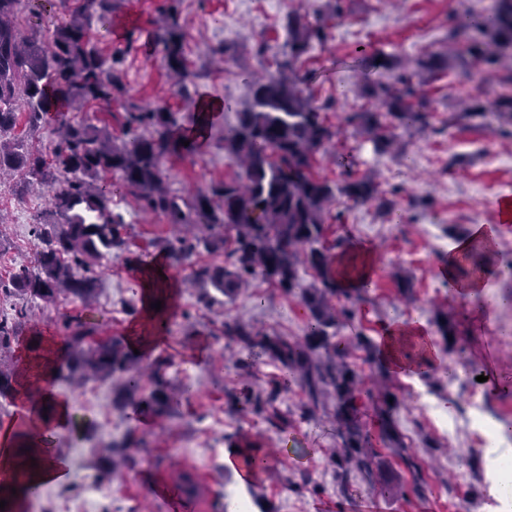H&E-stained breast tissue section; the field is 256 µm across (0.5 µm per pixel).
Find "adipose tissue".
Listing matches in <instances>:
<instances>
[{"instance_id":"1","label":"adipose tissue","mask_w":512,"mask_h":512,"mask_svg":"<svg viewBox=\"0 0 512 512\" xmlns=\"http://www.w3.org/2000/svg\"><path fill=\"white\" fill-rule=\"evenodd\" d=\"M497 231L486 224L475 225L469 238L457 245L455 253L449 256L443 271L448 279L459 282L458 291L466 298L483 292L492 274L490 266H483L467 279L457 277V270L470 257L474 248H481L487 256H494ZM167 264L163 257H155L142 266L139 276V293L144 304L141 319L131 324L128 333L130 347L138 349L140 355L152 354L166 342L167 336L155 326L158 317L153 309L154 301L174 300L179 292L177 282L166 274ZM337 280L342 287L359 288L371 282L374 276L375 261L372 248L366 244L350 246L337 259ZM429 336L417 322H398L387 326L379 338L380 358L392 371L398 374H413L417 366L403 355V350L412 343L425 344L426 354H434V347L428 344ZM46 356L37 359L24 357L22 365L26 379L39 382L37 395L21 391L17 410L30 422L29 441L37 450L35 463L27 467L14 482L17 491H24L33 484H64L70 478V468L66 460L53 456L48 448L56 436L68 432L71 426L72 409L69 401L59 396L54 385V366L63 356L64 348L53 337H46Z\"/></svg>"}]
</instances>
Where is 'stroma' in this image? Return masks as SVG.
I'll list each match as a JSON object with an SVG mask.
<instances>
[{
    "label": "stroma",
    "instance_id": "obj_1",
    "mask_svg": "<svg viewBox=\"0 0 512 512\" xmlns=\"http://www.w3.org/2000/svg\"><path fill=\"white\" fill-rule=\"evenodd\" d=\"M261 0H124L121 18L135 27L137 41L125 50L123 39L101 33L104 54L124 49L121 67L125 92L113 102L111 112L101 113L114 136H121L119 121L124 105H165L180 113L184 124L193 114L184 108L174 78L147 33L152 20L174 8L191 49V70L199 94L230 103L215 130L216 138L193 155L171 156L161 164L169 188L189 195L208 189L231 174L232 168L219 143L237 121L236 113L250 99L251 80L267 73L274 54L288 38L282 23L288 12L314 15L324 12L327 0H274L265 26L254 23ZM488 0H345L344 13L330 23L329 38L314 45L304 57L303 88L316 103L334 101L326 117L336 132L327 152L317 154L315 170L331 181L342 178V162H349L358 177L379 186L375 200L361 205L340 196L330 207L336 220L328 239L369 242L378 259L373 286L360 305L356 324L342 328L345 336L367 327L377 338L383 325L394 320H416L433 327L436 311L447 312L458 337L454 354H440L441 363H472L481 352L494 375L484 384L474 378L442 383L416 376L393 377L403 402L395 419L404 442L421 467V494L401 495L398 487L410 483L404 465H383L386 484L369 489L359 478L341 487L328 453L337 445L336 429L327 415L298 417L297 391L282 394L278 405L294 415L287 431L268 429L260 418L244 414L246 395L266 389L270 380L284 373L267 356L244 357L238 346L216 337L215 324L237 318L257 329L291 339L304 336L307 317L298 298L254 282L234 300L213 307L200 303L199 288L179 296L182 315L171 326L166 345L172 364L166 371L171 388H188L174 407L171 420L139 418L134 407L115 409L111 386L99 385L98 395L76 389L58 379L57 392L72 404L76 423L89 427V435L65 434L56 450L67 458L71 479L64 485L45 486L40 498L26 512H83V475L94 473L101 443L113 430L132 435L137 446L133 467L117 469L107 485L111 498L106 512H179V489L173 477L183 469L194 470L204 482L203 512H235L238 501H247L251 512H497L489 502L484 461L475 451L471 411L466 403L470 388L482 396L484 414L512 426V223L499 226L494 264L499 272L489 279L484 296L461 297L440 273L442 261L456 237L476 224L495 222L493 202L512 195V137L493 131L494 117H461L462 99L484 105L512 97V90L497 76L476 82L453 68L433 76L416 74L431 113L426 131L400 130L398 154H379L364 134L342 121L366 100V84L391 82V70L366 65L363 55L393 56L410 60L448 48V29L455 20L478 13ZM265 54H257L258 44ZM229 46L231 52L217 59L211 50ZM47 207L40 192L18 193L11 183L0 185V212L8 218L0 239V273H7L14 258L32 253L31 226L35 215ZM127 224L131 250L152 249L170 236L172 228L160 215L141 213L133 198L118 202ZM127 254L116 251L99 266L98 294L89 315L107 335L119 336L137 318L141 308L135 273ZM402 269L412 277L410 297H401L392 277ZM207 338L204 362L182 359L181 348L197 338ZM249 360L250 375L239 364ZM250 434L267 455L268 473L263 481L240 485L224 468L223 455L230 438ZM310 488H301L302 480Z\"/></svg>",
    "mask_w": 512,
    "mask_h": 512
}]
</instances>
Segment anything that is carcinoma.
<instances>
[{
	"instance_id": "obj_1",
	"label": "carcinoma",
	"mask_w": 512,
	"mask_h": 512,
	"mask_svg": "<svg viewBox=\"0 0 512 512\" xmlns=\"http://www.w3.org/2000/svg\"><path fill=\"white\" fill-rule=\"evenodd\" d=\"M121 0H70L46 38L37 36L42 14L54 0H0V179H16L17 191L33 185L46 192L49 209L32 228L37 249L30 260L14 263L0 277V297L13 302L12 313L0 315V399L17 393L19 369L14 357L19 337L30 330L32 308L80 303L88 308L97 294L96 268L112 251L126 248L125 223L112 209L114 198L131 196L146 214L165 217L175 233L157 243L167 265L177 267L199 248L224 252L221 263L198 262L190 280L210 285L232 300L241 288L260 279L287 296L300 299L308 317L305 336L288 339L256 329L249 323L224 319L217 330L243 351H260L279 364L288 384L302 395L300 418L332 407L339 448L331 455L336 479L346 484L359 473L370 488L379 486L380 453L359 412L366 398L380 401V438L412 474L410 490L421 494L420 468L407 453L395 425L401 404L388 386H367L351 361L363 352L367 364L379 360L378 346L364 330L344 338L340 329L354 323L363 289H343L337 283V252L341 240L325 245L328 205L336 195L366 204L378 194L367 178L352 174L331 183L314 172L316 153L336 136L318 106L301 88L297 63L312 43L326 40L327 21L343 12L344 0H327L328 12L310 22L290 13L288 40L274 58L275 72L252 81L247 107L222 137L230 165L242 175L226 179L207 193L179 195L164 185L160 162L167 156L196 150L181 144L177 113L165 107H125V139L116 143L112 130L93 122L91 113L112 107L124 92L119 69L124 51L106 56L99 49L93 25L111 30ZM155 47L177 78L178 94L196 109L191 93L184 33L173 16L155 24ZM446 56L418 58L427 73L463 66L481 81L486 70L504 57L512 59V0H492L486 13L456 23L448 31ZM413 74L402 71L394 83H372L364 95L375 108L348 112L347 125L373 139L377 151L389 153L398 142L397 130L430 126L431 113L418 98ZM53 125L57 142L52 156L27 146L43 128ZM313 281L307 283L303 274ZM439 340L448 354L456 351V336L448 314L435 319ZM57 329L66 345L58 372L69 382H121L118 403L136 404L161 420L172 415L176 400L165 380L170 358L155 356L149 367L129 347L124 336H103L83 312L65 314ZM255 394L244 411L271 426L286 429L288 415L276 406L280 386ZM134 442L127 436L104 444L98 478L130 461Z\"/></svg>"
}]
</instances>
